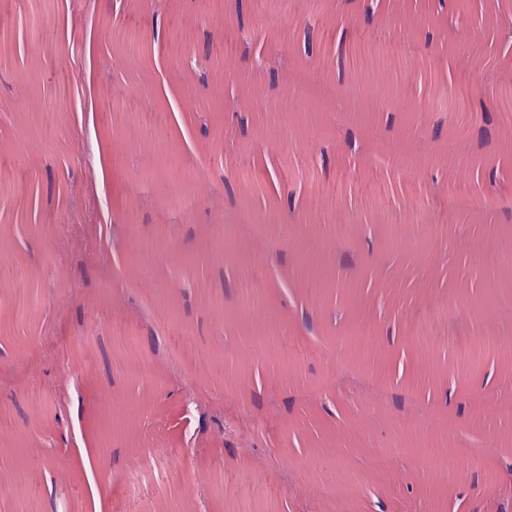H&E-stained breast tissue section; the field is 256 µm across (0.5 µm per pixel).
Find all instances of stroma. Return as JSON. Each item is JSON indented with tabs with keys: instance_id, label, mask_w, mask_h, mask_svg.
<instances>
[{
	"instance_id": "obj_1",
	"label": "stroma",
	"mask_w": 512,
	"mask_h": 512,
	"mask_svg": "<svg viewBox=\"0 0 512 512\" xmlns=\"http://www.w3.org/2000/svg\"><path fill=\"white\" fill-rule=\"evenodd\" d=\"M508 507L512 0H0V512Z\"/></svg>"
}]
</instances>
